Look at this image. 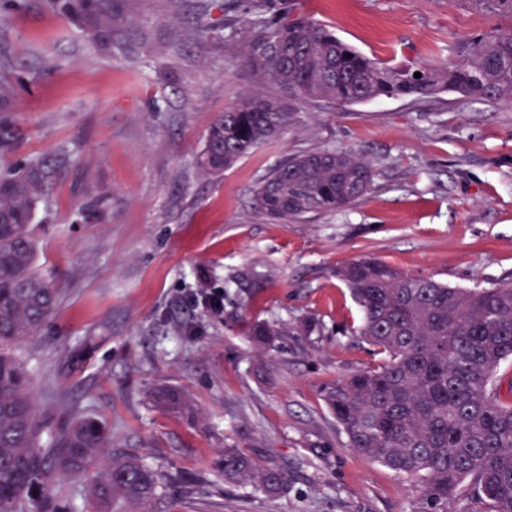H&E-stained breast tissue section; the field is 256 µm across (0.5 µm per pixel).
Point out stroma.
<instances>
[{
    "instance_id": "1",
    "label": "stroma",
    "mask_w": 512,
    "mask_h": 512,
    "mask_svg": "<svg viewBox=\"0 0 512 512\" xmlns=\"http://www.w3.org/2000/svg\"><path fill=\"white\" fill-rule=\"evenodd\" d=\"M295 6L366 56L391 65L457 61L455 47L496 19L458 0H261ZM247 0H137L139 58L94 48L50 0L0 11V77L16 91L22 142L0 167L47 161L36 214V270L60 290L53 316L15 347L43 417L103 420L112 453L180 472L145 512H417L418 480L353 453L325 387L375 366L337 267L375 257L409 275L486 288L512 280V107L444 92L302 105L279 142L220 176L196 164L210 123L271 82L243 65ZM210 27L199 35L200 23ZM350 149L372 189L347 208L287 224L254 191L289 156ZM104 198V221L80 210ZM220 292V312L187 296ZM319 320L322 334L268 347L256 322ZM181 389L194 413L150 393ZM238 448L288 474L269 498L225 482Z\"/></svg>"
}]
</instances>
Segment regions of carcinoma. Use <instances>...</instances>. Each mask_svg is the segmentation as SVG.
Returning a JSON list of instances; mask_svg holds the SVG:
<instances>
[{
    "label": "carcinoma",
    "instance_id": "obj_1",
    "mask_svg": "<svg viewBox=\"0 0 512 512\" xmlns=\"http://www.w3.org/2000/svg\"><path fill=\"white\" fill-rule=\"evenodd\" d=\"M136 0H54L57 11L97 47L137 52L130 16ZM508 21L462 48L463 60L397 68L369 58L330 29L290 7L269 18L244 16L243 62L272 81L277 94H254L210 125L200 170L218 175L298 121L302 101L358 105L378 99H429L443 90L512 106V0H460ZM421 77H414V73ZM0 80V153L19 147L12 98ZM372 166L352 150L291 157L259 185L256 202L286 223L350 206L373 184ZM47 173L37 162L0 172V512H71L60 481H87L91 497L112 512H136L158 495V472L134 455L108 456L106 424L95 418L38 420L30 377L12 348L52 314L57 291L36 272L31 227ZM361 311L358 335L379 361L328 387L325 402L349 448L422 483L420 512H453L462 490L489 512H512V396L496 375L512 358V281L455 288L411 276L379 259L336 270ZM248 335L270 345L286 328L266 322ZM155 402L191 411L178 390L160 387ZM46 440H41V433ZM224 481L247 482L267 496L288 490L286 472L262 467L238 448L216 462Z\"/></svg>",
    "mask_w": 512,
    "mask_h": 512
}]
</instances>
